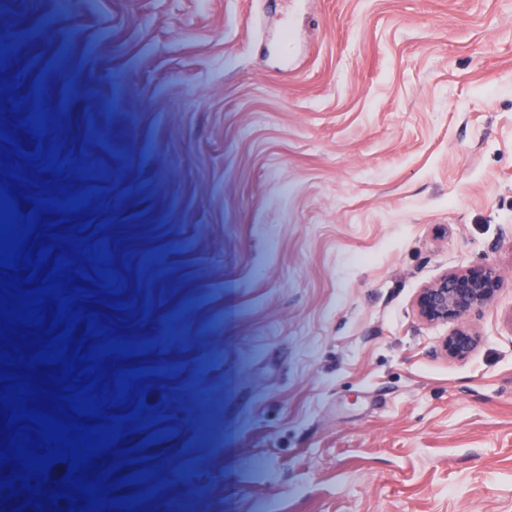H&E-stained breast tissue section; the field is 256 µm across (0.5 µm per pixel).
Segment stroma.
Here are the masks:
<instances>
[{
  "label": "stroma",
  "mask_w": 512,
  "mask_h": 512,
  "mask_svg": "<svg viewBox=\"0 0 512 512\" xmlns=\"http://www.w3.org/2000/svg\"><path fill=\"white\" fill-rule=\"evenodd\" d=\"M0 48V174L87 195L52 254L95 222L90 343L143 348L95 512H512V0H0ZM472 266L452 360L414 300ZM67 469L0 512L83 507ZM503 286L502 279L492 267L478 266L447 272L421 288L415 298V308L423 323H457L452 333L438 341L436 351L449 359L469 356L480 335L463 318L472 310L491 303Z\"/></svg>",
  "instance_id": "1"
}]
</instances>
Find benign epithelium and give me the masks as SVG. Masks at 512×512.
I'll return each mask as SVG.
<instances>
[{"label": "benign epithelium", "instance_id": "obj_1", "mask_svg": "<svg viewBox=\"0 0 512 512\" xmlns=\"http://www.w3.org/2000/svg\"><path fill=\"white\" fill-rule=\"evenodd\" d=\"M504 283L490 266L469 267L445 273L420 289L415 298L419 319L428 324L457 323L437 344V352L449 359H464L475 349L479 334L463 321L471 311L491 303Z\"/></svg>", "mask_w": 512, "mask_h": 512}]
</instances>
